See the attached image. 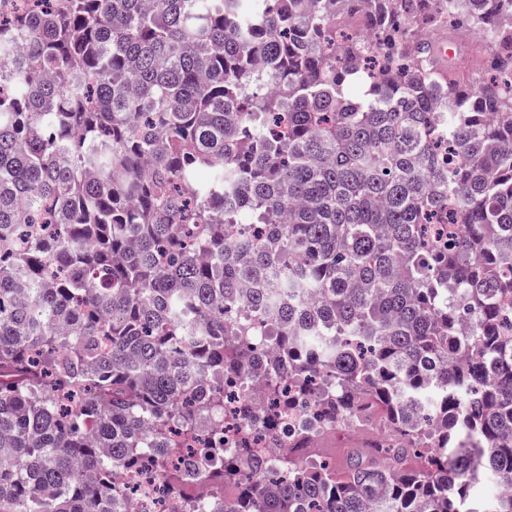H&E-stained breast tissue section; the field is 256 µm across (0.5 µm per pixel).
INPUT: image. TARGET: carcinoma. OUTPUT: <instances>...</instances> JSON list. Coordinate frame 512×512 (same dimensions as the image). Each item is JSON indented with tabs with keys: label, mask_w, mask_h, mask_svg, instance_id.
<instances>
[{
	"label": "carcinoma",
	"mask_w": 512,
	"mask_h": 512,
	"mask_svg": "<svg viewBox=\"0 0 512 512\" xmlns=\"http://www.w3.org/2000/svg\"><path fill=\"white\" fill-rule=\"evenodd\" d=\"M247 2L0 20V512H114L145 457L191 512H512V0ZM254 336L284 475L173 435ZM344 427L334 426L331 432H336ZM372 434L360 431L359 434L349 432H336L323 436L320 440V452L316 457H327L336 462L344 461L346 455L352 451L351 448H363Z\"/></svg>",
	"instance_id": "obj_1"
}]
</instances>
